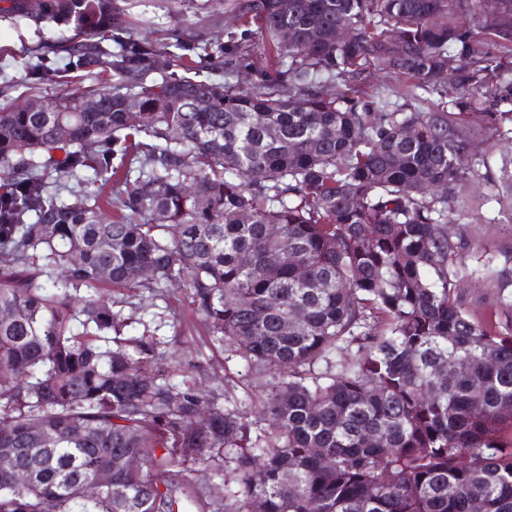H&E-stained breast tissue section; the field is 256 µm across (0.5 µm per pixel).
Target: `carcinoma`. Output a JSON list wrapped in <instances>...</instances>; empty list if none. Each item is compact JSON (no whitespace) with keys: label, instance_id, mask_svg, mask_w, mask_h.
Instances as JSON below:
<instances>
[{"label":"carcinoma","instance_id":"obj_1","mask_svg":"<svg viewBox=\"0 0 512 512\" xmlns=\"http://www.w3.org/2000/svg\"><path fill=\"white\" fill-rule=\"evenodd\" d=\"M502 2L252 0L285 90L149 84L151 48L114 62L103 47L112 0H41L36 17L73 31L69 64L139 78L141 113L112 87L0 112V448L29 475L0 474V512H175L168 468L219 461L222 481L187 496L197 512H512V330L458 308L448 235L463 117L512 125ZM368 70L456 96L402 112L359 94ZM114 176V199L77 190ZM172 282L263 380L260 433L230 393L220 406L173 381L158 342L123 334L121 309ZM103 470L112 492L91 497Z\"/></svg>","mask_w":512,"mask_h":512}]
</instances>
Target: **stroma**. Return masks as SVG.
I'll use <instances>...</instances> for the list:
<instances>
[{"label": "stroma", "instance_id": "obj_1", "mask_svg": "<svg viewBox=\"0 0 512 512\" xmlns=\"http://www.w3.org/2000/svg\"><path fill=\"white\" fill-rule=\"evenodd\" d=\"M38 2L0 0V111L38 96L69 93L79 80L98 88L120 80L113 70L85 76L68 71L65 55L56 50L58 27L34 16ZM249 2L114 0L117 18L104 45L116 54L132 39L153 42L160 56L157 69L147 75L151 82L184 75L243 87L281 82L280 68L271 65L257 27L242 21ZM359 89L403 109H425L441 100L439 93L383 73L364 74ZM467 127L473 187L456 213L454 229L463 247L455 301L466 314L505 330L512 327V283L497 272L512 256V198L500 182V167L512 159V132L485 130L474 116ZM144 304L126 334L146 333L166 341L169 352L182 360L186 379L216 395L231 390L246 400L255 386L251 372L199 321L185 288L169 284L160 297L145 298Z\"/></svg>", "mask_w": 512, "mask_h": 512}]
</instances>
